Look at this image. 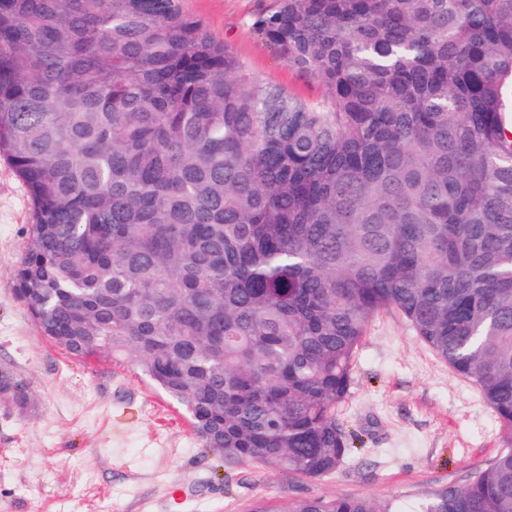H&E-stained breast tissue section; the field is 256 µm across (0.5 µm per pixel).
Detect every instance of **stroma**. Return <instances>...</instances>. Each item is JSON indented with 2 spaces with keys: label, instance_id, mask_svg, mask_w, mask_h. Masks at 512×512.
<instances>
[{
  "label": "stroma",
  "instance_id": "35a3bbf8",
  "mask_svg": "<svg viewBox=\"0 0 512 512\" xmlns=\"http://www.w3.org/2000/svg\"><path fill=\"white\" fill-rule=\"evenodd\" d=\"M276 5L182 0L250 74L322 101L321 82L288 66L254 27ZM31 222L27 194L0 158V374L28 395L22 409L0 402V512H159L176 480L203 494L181 512H286L291 500L318 495L416 512L424 492L465 485L499 451V420L478 388L384 311L338 410L355 447L337 472L294 478L219 457L131 359L76 358L42 335L15 280Z\"/></svg>",
  "mask_w": 512,
  "mask_h": 512
}]
</instances>
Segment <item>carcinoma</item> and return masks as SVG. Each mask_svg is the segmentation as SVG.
Returning <instances> with one entry per match:
<instances>
[{"label":"carcinoma","instance_id":"cac0c4a2","mask_svg":"<svg viewBox=\"0 0 512 512\" xmlns=\"http://www.w3.org/2000/svg\"><path fill=\"white\" fill-rule=\"evenodd\" d=\"M255 26L322 102L248 73L181 0H0L20 297L68 354L130 356L205 447L298 478L351 451L336 409L393 309L502 433L419 512H512V0H278Z\"/></svg>","mask_w":512,"mask_h":512}]
</instances>
